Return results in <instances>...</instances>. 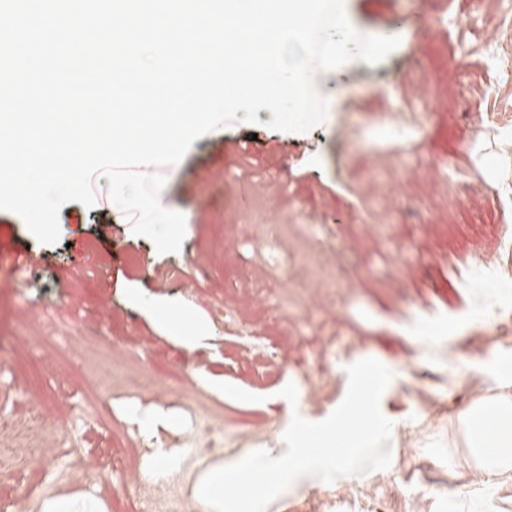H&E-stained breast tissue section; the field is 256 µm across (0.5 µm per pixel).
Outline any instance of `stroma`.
Wrapping results in <instances>:
<instances>
[{
    "label": "stroma",
    "mask_w": 512,
    "mask_h": 512,
    "mask_svg": "<svg viewBox=\"0 0 512 512\" xmlns=\"http://www.w3.org/2000/svg\"><path fill=\"white\" fill-rule=\"evenodd\" d=\"M363 35L396 32L381 62L358 59L315 73L327 100L305 133L236 122L196 139L164 168L160 201L184 214L180 251L159 253L135 234L100 178L93 207L59 212L56 244L39 242L15 212L0 209L15 244L46 255L32 285L0 283V418L36 411L45 426L21 473L0 472V503L38 512L45 498L114 493L102 462L139 466L134 436L154 419L174 453L189 447L199 412L224 419V448L262 432L280 456L293 415L318 422L343 400L346 369L360 355L396 371L380 399L392 421L387 469L333 483H293L267 512H512V472L487 481L458 421L512 382V264L499 251L502 207L512 199V71L495 63L504 42V0H343ZM444 30L435 40L429 28ZM423 116V144L384 128L389 113ZM367 130L378 143L357 145ZM254 141L245 158L223 154ZM94 257L67 274L74 248ZM149 267L167 278L157 287ZM228 310L242 323L225 322ZM463 317L449 358H429L417 319ZM205 332L190 351L186 337ZM279 342L285 374L255 376L235 360L242 337ZM144 370L167 396L113 389L112 362ZM210 384H197L198 372ZM307 377L315 404L287 411L280 390ZM444 483L446 497L418 495Z\"/></svg>",
    "instance_id": "stroma-1"
}]
</instances>
